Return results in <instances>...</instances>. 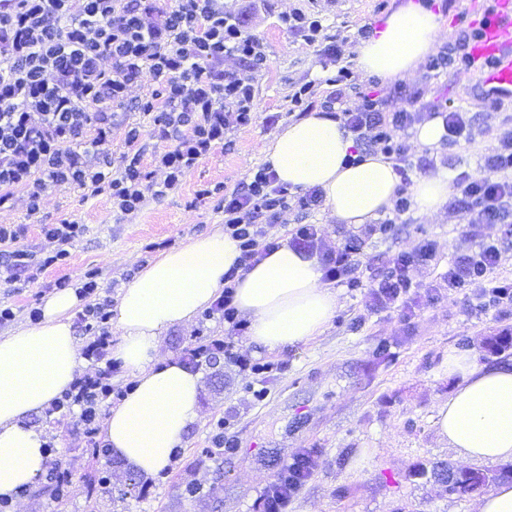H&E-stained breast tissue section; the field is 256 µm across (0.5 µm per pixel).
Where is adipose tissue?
<instances>
[{"mask_svg": "<svg viewBox=\"0 0 512 512\" xmlns=\"http://www.w3.org/2000/svg\"><path fill=\"white\" fill-rule=\"evenodd\" d=\"M442 30L441 15L404 0L357 45L356 66L388 81L410 76L433 52ZM354 146L339 120L314 111L276 132L261 160L289 188L320 189L330 218L359 226L389 212L399 178L380 153L350 163ZM453 191L444 172L420 177L411 188L415 208L428 216ZM239 255L230 235L197 238L163 253L120 295L112 318L120 340L112 357L133 386L110 408L101 436L114 456L141 475L168 468L199 418L201 377L175 358H161L160 337L211 306ZM322 276L317 258L285 245L240 273L235 303L250 321L251 341L272 351L320 334L338 306L337 290ZM79 302L74 290L54 292L38 321L0 336L1 497H17L44 470L46 440L27 418L50 408L82 372L85 360L72 328ZM448 372L460 381L435 411L438 434L462 463L512 462V366L488 367L476 356L452 353Z\"/></svg>", "mask_w": 512, "mask_h": 512, "instance_id": "obj_1", "label": "adipose tissue"}]
</instances>
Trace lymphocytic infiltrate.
I'll list each match as a JSON object with an SVG mask.
<instances>
[{
    "instance_id": "lymphocytic-infiltrate-1",
    "label": "lymphocytic infiltrate",
    "mask_w": 512,
    "mask_h": 512,
    "mask_svg": "<svg viewBox=\"0 0 512 512\" xmlns=\"http://www.w3.org/2000/svg\"><path fill=\"white\" fill-rule=\"evenodd\" d=\"M280 20L288 32L320 47L337 65L325 80V111L343 120L366 149L392 159L399 177H406L411 165L401 132L438 118L446 141L465 133L469 122L463 112L446 105L433 102L393 111L388 97L360 92L350 65L342 61L340 33H326L317 17L295 10ZM229 57L238 61V69H225ZM268 66L264 44L246 31L242 13L225 8L224 0H17L12 10L0 11V206L15 190H23L32 218L48 189L75 186L89 197L107 195L117 212H138L147 199L177 189L188 171L223 145L229 131L254 123V79ZM147 75L153 88L133 95ZM353 93L361 102L351 108L347 102ZM131 111L150 116L154 136L167 144L154 156L161 180L147 178L137 123L125 129V150L114 170L94 165L105 153L119 113ZM496 140L485 164L498 172V179L473 180L463 173L455 179L453 206L467 213L471 228L483 235L477 250L448 269L449 288L479 289L487 309L512 305V279L495 277L500 250L496 238L485 232L512 213V180L502 177L512 171V125H502ZM209 193L217 197L224 230L238 241L241 254L224 275L223 293L206 313L210 319L223 318L224 337L189 348L186 363L197 369L221 356L244 375H264L272 372V363L251 359L236 348L235 339L248 323L234 303L233 282L239 272L279 248L267 228L281 223L293 203L287 187L266 165L234 188L218 183ZM23 232L19 225H0V269L9 283L32 263L47 268L67 262L83 226L66 219L42 225L53 248L39 261L18 248ZM287 236L299 255L318 258L325 280L350 289L366 287L372 309L406 305L411 269L436 257L434 242L420 241L412 251L388 255L383 271L366 286L360 239L326 246L316 224L294 225ZM109 317L106 304H85L80 319L92 337L87 355L96 367L76 378L53 406L57 413L79 409L78 425L90 443L98 433L101 410L115 393L112 369L104 364L112 343ZM314 467L311 453L295 455L260 494L262 512H287Z\"/></svg>"
}]
</instances>
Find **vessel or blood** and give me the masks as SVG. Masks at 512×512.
Here are the masks:
<instances>
[{"label": "vessel or blood", "mask_w": 512, "mask_h": 512, "mask_svg": "<svg viewBox=\"0 0 512 512\" xmlns=\"http://www.w3.org/2000/svg\"><path fill=\"white\" fill-rule=\"evenodd\" d=\"M475 59L484 61L479 86L495 97L512 93V0H494L471 45Z\"/></svg>", "instance_id": "b4317fda"}]
</instances>
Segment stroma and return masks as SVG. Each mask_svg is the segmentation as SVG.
I'll use <instances>...</instances> for the list:
<instances>
[{"label": "stroma", "instance_id": "35a3bbf8", "mask_svg": "<svg viewBox=\"0 0 512 512\" xmlns=\"http://www.w3.org/2000/svg\"><path fill=\"white\" fill-rule=\"evenodd\" d=\"M399 0H224L228 9L242 11L248 32L259 38L270 57L268 69L254 80L257 119L231 130L230 149H215L193 167L182 184L159 200H148L130 215L113 212L107 196L85 197L76 188L49 189L43 199L40 224L28 223L22 192L0 206V224H21L24 248L37 256L50 250L41 223L75 220L82 235L69 248L65 265L35 271L13 283H0V303L15 317L0 324V336L28 325L58 281L71 288L94 273L99 300L117 301L137 274L162 253L192 240L223 231L224 215L209 199L199 198L203 186L231 187L261 165L263 147L279 127L296 120L288 94L293 85L316 81L314 102L328 88L322 80L325 58L317 47L282 28L280 14L311 10L329 32H341L342 59L352 62L361 27L378 28L381 17ZM493 0H483L482 5ZM482 5L473 0H439L449 29L437 51L454 47L465 26H477ZM421 89L425 100L447 101L465 112L469 136L429 148L414 132L409 147L410 179L447 171L486 177L485 159L496 145V132L512 122V97L499 109H487L480 96L476 70L451 65L436 71L420 64L404 80ZM317 224L327 245L364 239L362 260L414 248L422 239L436 245L429 266L413 270L421 295L409 311L370 312L363 291L339 287V304L325 330L308 342L273 352L261 350L249 337H238L240 352L276 369L263 377L264 399L247 392V380L231 365L217 361L199 371L202 388L199 420L171 465L156 476L138 478L129 487L130 468L120 460L97 456L76 430L77 413L32 414L30 426L46 432L59 459L71 473L69 491L57 496L53 484L39 479L36 488L11 502L9 512H257V498L273 475L291 458L310 451L316 466L300 488L289 512H476L477 494L451 496L431 477L417 476L422 467L456 466L455 452L439 442L434 415L447 400L452 381L448 352L477 354L488 364H512V348L499 354L486 350L490 339L512 332V307L483 312L472 290L451 291L448 267L475 251L468 217L452 207L425 216L409 211L393 237H367L365 227L335 223L324 210L302 213L291 208L283 223L269 227L271 237H284L286 225ZM220 337L221 319L196 316L187 325L163 333L160 352L182 358L197 331ZM228 419L225 435L230 450H213L212 434L219 419ZM198 489L188 497L186 486Z\"/></svg>", "mask_w": 512, "mask_h": 512}]
</instances>
